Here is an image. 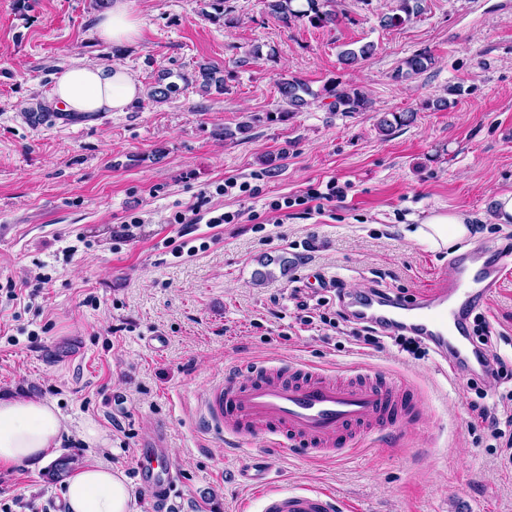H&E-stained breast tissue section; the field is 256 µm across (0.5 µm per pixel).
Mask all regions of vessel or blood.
Here are the masks:
<instances>
[{
  "mask_svg": "<svg viewBox=\"0 0 512 512\" xmlns=\"http://www.w3.org/2000/svg\"><path fill=\"white\" fill-rule=\"evenodd\" d=\"M483 248L459 256L448 283L421 301L408 303L362 294L353 304L358 313L381 327L402 328L425 337L437 349L458 340L468 310L489 299L512 254L498 263L483 260ZM285 380L270 378L262 365L250 367L248 381L225 379L222 403H209L212 419L223 422L225 436L239 439L282 437L316 457L342 459L356 451L366 436L407 419L415 406L410 386L402 379L353 370L338 381L305 366L293 367ZM168 448L155 442L139 451L137 480L154 499L169 498L179 480L167 462ZM262 512H336L334 494L321 488L282 492L263 486Z\"/></svg>",
  "mask_w": 512,
  "mask_h": 512,
  "instance_id": "b4317fda",
  "label": "vessel or blood"
}]
</instances>
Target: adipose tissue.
I'll return each instance as SVG.
<instances>
[{"mask_svg":"<svg viewBox=\"0 0 512 512\" xmlns=\"http://www.w3.org/2000/svg\"><path fill=\"white\" fill-rule=\"evenodd\" d=\"M96 31L106 42L129 44L141 34V20L130 0H112L100 14ZM140 95L139 83L119 64H72L58 75L53 91L61 111L84 123L107 112L127 111ZM403 232L408 240L435 250L465 244L472 234L468 216L456 211L430 213L419 223L404 225ZM66 430L53 401L0 398V465L51 464ZM63 497L68 512H131L126 478L104 458L75 467L64 480Z\"/></svg>","mask_w":512,"mask_h":512,"instance_id":"adipose-tissue-1","label":"adipose tissue"}]
</instances>
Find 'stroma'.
Instances as JSON below:
<instances>
[{"mask_svg":"<svg viewBox=\"0 0 512 512\" xmlns=\"http://www.w3.org/2000/svg\"><path fill=\"white\" fill-rule=\"evenodd\" d=\"M133 2L141 36L116 46L97 37L92 0H0V395L50 399L72 429L94 420L107 445L71 431L61 457L109 459L132 512H259L256 490L232 476L266 460L270 486L326 489L353 512H512V460L471 408L512 414V379L476 387L428 347L365 344L333 288L413 302L448 280L453 251L400 230L434 211L470 216L486 260L512 253V224L488 220L494 196L512 192V0H424L395 26L381 19L398 0H335L326 27L281 23L265 0H224L217 19L209 0ZM367 42L371 57L342 63L346 45ZM421 52L431 64L405 76ZM76 62L125 66L146 88L162 75L190 83L91 124H31L27 108L52 101L56 75ZM207 63L223 70V92L201 90ZM283 77L316 99L289 111ZM330 84L362 91L370 108L331 110ZM386 112L414 120L385 135ZM228 178L258 195L217 194ZM331 179L349 189L324 213L296 206L283 220L269 207ZM202 193L206 211L240 212L238 222L174 223ZM481 314L491 354L512 362V272ZM254 365L384 371L406 380L416 406L343 460L238 444L206 405L226 375L246 381ZM157 437L181 476L167 511L135 478L137 448ZM40 472L0 466V502L65 512L61 484Z\"/></svg>","mask_w":512,"mask_h":512,"instance_id":"obj_1","label":"stroma"}]
</instances>
